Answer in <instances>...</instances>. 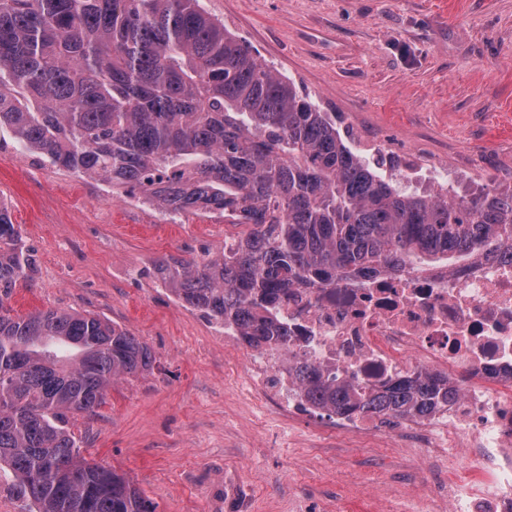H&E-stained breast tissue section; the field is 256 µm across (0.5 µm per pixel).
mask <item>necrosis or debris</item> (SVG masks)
Returning a JSON list of instances; mask_svg holds the SVG:
<instances>
[{
  "label": "necrosis or debris",
  "instance_id": "obj_1",
  "mask_svg": "<svg viewBox=\"0 0 512 512\" xmlns=\"http://www.w3.org/2000/svg\"><path fill=\"white\" fill-rule=\"evenodd\" d=\"M288 349L243 347L246 389L288 422L325 420L333 434L381 432L419 448L435 471L464 451L471 474L437 479L412 512H512V255L455 267L407 264L321 287H293L280 307ZM382 393L425 378L447 390L431 413L404 420L332 413L303 394L296 368Z\"/></svg>",
  "mask_w": 512,
  "mask_h": 512
}]
</instances>
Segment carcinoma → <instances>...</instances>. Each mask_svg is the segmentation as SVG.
Masks as SVG:
<instances>
[{"label": "carcinoma", "mask_w": 512, "mask_h": 512, "mask_svg": "<svg viewBox=\"0 0 512 512\" xmlns=\"http://www.w3.org/2000/svg\"><path fill=\"white\" fill-rule=\"evenodd\" d=\"M3 133L166 215L243 225L220 256L165 255L154 274L255 349H288L278 311L296 285L512 252V187L450 199L383 175L199 0H0ZM35 264L0 208V466L36 512H156L125 476L82 457L68 428L156 358L91 312L12 314L8 300ZM299 375L335 413L405 418L448 396L424 381L350 389L309 364Z\"/></svg>", "instance_id": "obj_1"}]
</instances>
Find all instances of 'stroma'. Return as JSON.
I'll return each instance as SVG.
<instances>
[{
	"instance_id": "obj_1",
	"label": "stroma",
	"mask_w": 512,
	"mask_h": 512,
	"mask_svg": "<svg viewBox=\"0 0 512 512\" xmlns=\"http://www.w3.org/2000/svg\"><path fill=\"white\" fill-rule=\"evenodd\" d=\"M335 120L463 172V194L511 183L512 0H200ZM0 205L36 261L15 314L90 311L145 342L150 374L71 417L81 456L125 474L156 512H404L433 475L392 440L277 425L243 390L224 328L154 276L168 254L224 250V225L171 217L0 138Z\"/></svg>"
}]
</instances>
